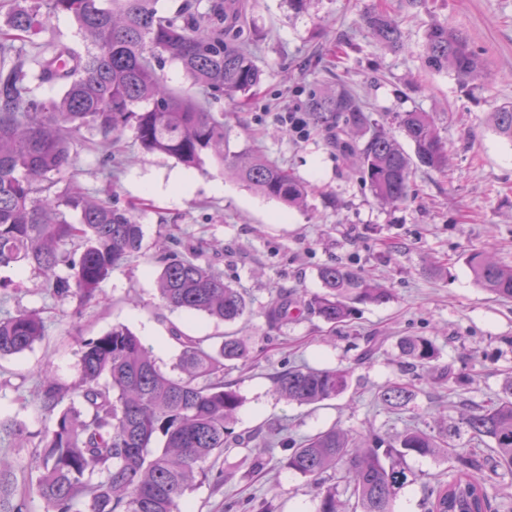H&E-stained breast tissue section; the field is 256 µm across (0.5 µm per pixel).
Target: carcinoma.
Instances as JSON below:
<instances>
[{"mask_svg":"<svg viewBox=\"0 0 512 512\" xmlns=\"http://www.w3.org/2000/svg\"><path fill=\"white\" fill-rule=\"evenodd\" d=\"M157 0H30L10 16L0 31V268L19 275L41 276L53 294L80 302L100 291V284L123 262L143 253V230L132 211L98 201L66 187L53 190V176L67 170L71 150L83 129L106 141L128 126L148 152L176 158L189 169L207 155L263 196L290 207L303 202L311 186L291 170L247 152H224V119L192 96L170 90L157 72L164 60L178 63L202 93L245 96L260 82V71L244 36L241 0H213L208 21L199 19L189 0L172 14L156 8ZM72 16L84 50L51 43L34 59L35 80L56 82L60 96H31L28 75L10 67L12 41L36 33L54 14ZM361 21L378 43L405 48L403 33L382 3ZM426 66L451 71L463 81L483 76L467 38L433 23L425 32ZM304 111L327 133L329 143L348 156L374 197L387 204L407 200L412 170L448 169V149L427 112H403L398 125L410 142L408 153L365 111L359 96L344 84L313 89ZM496 133L512 142V103L491 113ZM78 219L71 222L66 212ZM75 245L69 252L66 244ZM477 284L512 299V267L476 250L468 256ZM65 266L68 274L59 273ZM322 292L295 301L329 324L348 319L356 304L383 305L391 292L341 264L322 267ZM162 306L202 313L224 323L241 320L248 308L244 295L192 257L171 255L157 275ZM288 295L266 308L268 324L288 321ZM45 336L42 319L24 312L0 319V356L23 352ZM180 347L169 376L157 366L141 339L124 325L80 341V378L66 389L49 367L40 371L37 396L51 426L35 435L26 459L0 457V512H32L39 499L44 512H180L186 493L208 480L224 483V471L203 467L224 455L228 424L242 398L224 381L227 362L244 361L248 351L232 336L217 345L173 332ZM401 357L417 369L437 358L428 339L406 336L397 344ZM349 369L290 367L274 376L275 391L300 405L334 399L349 385ZM416 374L380 392L390 407H404L415 395ZM68 404H63L64 399ZM30 441L22 424L0 420V435ZM468 436L471 448L457 449L449 440ZM484 444L489 454L477 450ZM448 449L457 463L447 481L428 489V512H486L483 471L512 469V380L503 396L465 413L433 435L419 428L384 437L367 435L354 447L344 430L331 426L288 444L284 467L312 482L319 497L317 512H341L336 478L352 485L361 512H393L397 493L407 483L401 460L431 456Z\"/></svg>","mask_w":512,"mask_h":512,"instance_id":"1","label":"carcinoma"}]
</instances>
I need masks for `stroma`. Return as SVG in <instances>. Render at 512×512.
Here are the masks:
<instances>
[{"mask_svg":"<svg viewBox=\"0 0 512 512\" xmlns=\"http://www.w3.org/2000/svg\"><path fill=\"white\" fill-rule=\"evenodd\" d=\"M379 2L310 0L298 13L288 0H245L260 84L247 97L222 96L208 107L224 116L226 152H253L313 184L302 206L254 193L212 157L197 170L144 151L133 128L109 143L95 131H81L74 165L59 183L75 182L97 199L132 209L145 254L117 267L99 297L84 303L54 296L34 275L0 270V278L13 282L0 289V318L35 311L45 322L42 341L0 357L1 418L41 432L50 418L34 402L37 371L50 366L60 384L72 386L79 379V340L112 325L135 332L167 374L178 354L173 331L217 340L232 335L249 351L247 361L229 363L224 372L242 397L231 426L240 442L217 462L223 485L197 486L184 508L240 512L248 501L271 512H316L308 478L282 464L289 440L334 424L358 440L371 431L393 436L408 426L429 432L501 396L512 377V300L478 287L466 256L486 247L494 261L512 266V142L489 122L497 106L512 102V0H426L419 8L388 0L404 33L398 52L377 44L360 21ZM435 22L462 32L478 51L483 83L426 68L424 35ZM79 40L72 17L53 15L31 42L17 44L11 61L31 73L36 45ZM341 79L394 137L402 135L397 113H430L448 145L447 174L417 169L408 201L377 202L352 163L300 110L311 89ZM287 112L302 121V132L280 122ZM108 152L114 163L107 170L101 161ZM173 253L193 256L243 292L244 319L224 324L161 306L155 276L162 256ZM338 262L389 288L391 300L359 305L335 326L306 312L269 328L264 310L280 292L292 299L320 292L319 268ZM439 263L440 274L434 271ZM369 336L378 338L379 349L358 362ZM404 336L431 340L438 350L434 369L449 368L465 386L455 379L440 385L426 374L406 408L384 404L382 387L411 378L397 348ZM292 365L351 368L349 387L316 406L290 402L274 394L272 377ZM403 466L408 483L394 510L425 512L428 486L449 478L453 462L441 454L409 455Z\"/></svg>","mask_w":512,"mask_h":512,"instance_id":"obj_1","label":"stroma"}]
</instances>
